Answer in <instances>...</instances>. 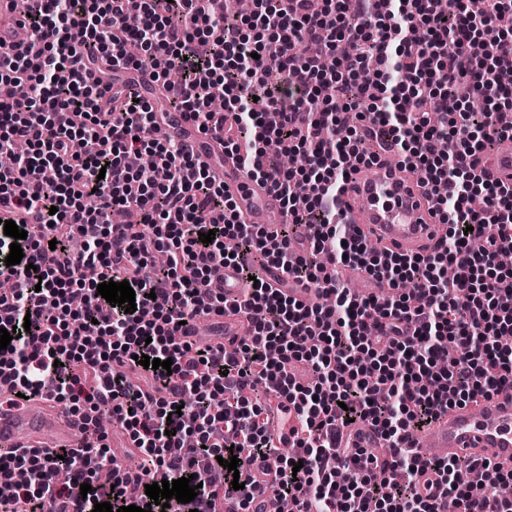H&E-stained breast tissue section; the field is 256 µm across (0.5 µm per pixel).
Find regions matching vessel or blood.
I'll list each match as a JSON object with an SVG mask.
<instances>
[{"instance_id": "vessel-or-blood-1", "label": "vessel or blood", "mask_w": 512, "mask_h": 512, "mask_svg": "<svg viewBox=\"0 0 512 512\" xmlns=\"http://www.w3.org/2000/svg\"><path fill=\"white\" fill-rule=\"evenodd\" d=\"M24 16L16 11L14 0H0V38L17 44L21 51H35L39 41L29 28L23 27ZM113 81L151 103L163 95L150 70L114 73ZM164 138H173L189 153L217 158L216 177L234 197L247 223H267L271 214L281 213L280 198L268 185L249 179L237 156L224 152L219 139L203 134L182 112L169 109L167 120L158 130ZM490 180L512 182V140H504L491 158L481 159ZM427 190L409 172L399 170L387 154H379L376 164L366 172L352 173L340 196L344 223L355 224L363 232L369 247H389L398 253H425L435 247L445 234V227L427 202ZM8 382L0 383V446L27 448L36 445L38 434L49 431L63 446H70L75 425H61L57 402L48 396L20 400L9 404ZM424 446L439 450L441 456L487 460L505 470L512 469V392L492 394L479 406L455 407L442 413L416 437ZM342 445L360 448H383L386 440L379 432L366 429L341 432Z\"/></svg>"}]
</instances>
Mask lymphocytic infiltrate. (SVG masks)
Listing matches in <instances>:
<instances>
[{
	"label": "lymphocytic infiltrate",
	"mask_w": 512,
	"mask_h": 512,
	"mask_svg": "<svg viewBox=\"0 0 512 512\" xmlns=\"http://www.w3.org/2000/svg\"><path fill=\"white\" fill-rule=\"evenodd\" d=\"M291 0H256L249 16L215 0H44L28 21L41 41L34 57L0 44V82L25 96L0 100V153L17 143L26 154L0 169V204L26 230L19 264L6 265L11 237L0 232V328H21L0 350V377L14 392L50 393L86 432L109 413L129 433L140 473L116 466L107 444L0 452V512H92L95 504L135 505L151 512H251L260 489L247 472L222 463L279 461L278 499L296 512H512V471L466 459L431 458L412 446L414 432L454 406L478 403L512 384V269L500 253L512 247V185L489 180L478 166L499 139L512 136V31L499 18L512 0H323L297 13ZM346 67L326 72V57ZM377 63L378 95L355 91L368 60ZM96 74L79 79L76 61ZM151 67L173 108L203 132L224 134L243 156L247 175L279 194L286 223L276 244L245 223L208 164L174 141L156 138L161 121L148 100L112 89L118 70ZM224 108L207 106L214 84ZM333 84L335 98L322 97ZM266 85V105L253 89ZM483 97V114L470 109ZM359 115L379 143L393 145L400 167L417 171L432 191L442 242L414 257L369 249L353 225L340 223L336 197L349 179L346 156L371 164L364 139H340V116ZM447 140V154L435 144ZM303 153L297 169L267 165L266 146ZM154 155L156 170L141 166ZM306 182L297 205L293 186ZM134 210L131 224L111 223L113 209ZM311 233L301 236L300 226ZM212 233L204 243L200 234ZM234 249H226L225 240ZM168 260L151 277L141 268L154 253ZM256 287L227 303L213 280L232 257ZM343 268L401 288V295L361 297L340 278ZM276 271V283L265 272ZM128 281L136 310L124 312L97 291ZM312 288L320 302L287 294ZM250 331L232 350L193 347L180 322L226 307ZM457 357L441 365L447 342ZM171 360L144 368L139 355ZM122 363L127 373L114 372ZM306 364L313 377L298 381ZM148 388L131 381V374ZM263 390L265 404L250 402ZM284 414L292 446H275L270 409ZM368 425L391 440L388 455L344 448L339 434ZM111 474L99 482L97 471ZM166 480L193 476L196 498L167 509L152 504L141 472ZM432 472L434 483L420 482ZM478 472V483L466 474ZM242 482L234 489L232 479ZM92 487L79 492L80 484Z\"/></svg>",
	"instance_id": "lymphocytic-infiltrate-1"
}]
</instances>
